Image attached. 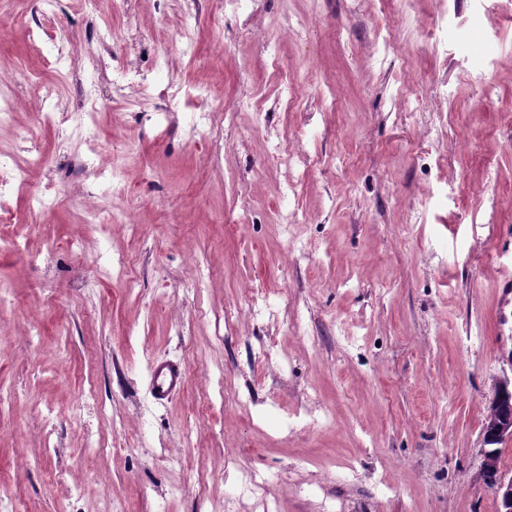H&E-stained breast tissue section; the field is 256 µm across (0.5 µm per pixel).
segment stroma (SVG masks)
Wrapping results in <instances>:
<instances>
[{
    "label": "stroma",
    "instance_id": "35a3bbf8",
    "mask_svg": "<svg viewBox=\"0 0 512 512\" xmlns=\"http://www.w3.org/2000/svg\"><path fill=\"white\" fill-rule=\"evenodd\" d=\"M224 2L0 0V512H496L512 0ZM185 384V371L181 364L163 362L152 369L151 388L154 399L165 401L179 392ZM504 448H481V472L485 482L492 486V491L500 512L512 511V476L502 467V450Z\"/></svg>",
    "mask_w": 512,
    "mask_h": 512
}]
</instances>
